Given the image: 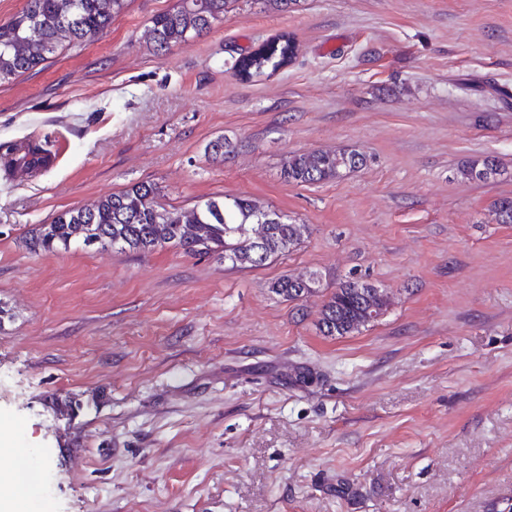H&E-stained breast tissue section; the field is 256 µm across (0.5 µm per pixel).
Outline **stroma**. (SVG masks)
Wrapping results in <instances>:
<instances>
[{"label": "stroma", "instance_id": "obj_1", "mask_svg": "<svg viewBox=\"0 0 512 512\" xmlns=\"http://www.w3.org/2000/svg\"><path fill=\"white\" fill-rule=\"evenodd\" d=\"M177 0H129L105 35L0 84V471L27 449L22 512H506L512 507V0H235L157 52ZM290 36L245 77L238 58ZM235 150L205 153L216 138ZM366 162L284 181L293 152ZM496 179H462L470 160ZM166 204L256 200L309 227L254 270L24 240L140 182ZM317 273L303 301L277 280ZM390 305L350 336L319 310L340 283ZM78 408L59 412L57 400Z\"/></svg>", "mask_w": 512, "mask_h": 512}]
</instances>
